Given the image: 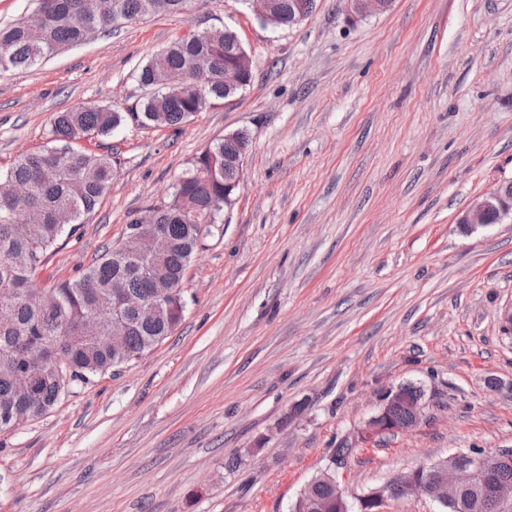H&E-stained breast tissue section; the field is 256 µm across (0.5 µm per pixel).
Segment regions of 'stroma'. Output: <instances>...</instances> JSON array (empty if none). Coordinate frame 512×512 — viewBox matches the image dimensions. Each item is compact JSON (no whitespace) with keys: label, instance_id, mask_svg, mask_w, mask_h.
<instances>
[{"label":"stroma","instance_id":"stroma-1","mask_svg":"<svg viewBox=\"0 0 512 512\" xmlns=\"http://www.w3.org/2000/svg\"><path fill=\"white\" fill-rule=\"evenodd\" d=\"M224 26L252 83L178 128L86 140L118 148L119 177L34 280L77 279L198 153L243 130L242 181L195 250L183 319L0 432V512H290L341 446L351 498L512 448V390L487 386L512 381V217L457 222L512 180V0H393L355 23L344 0H316L282 30L244 0H193L0 74V171L47 144L57 113L132 105L141 66ZM407 384L424 392L422 422L363 440Z\"/></svg>","mask_w":512,"mask_h":512}]
</instances>
